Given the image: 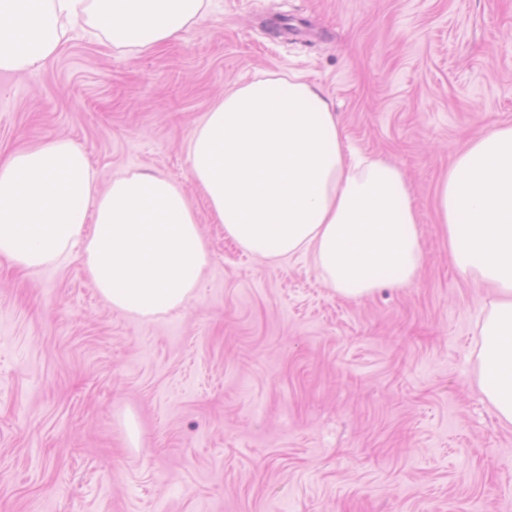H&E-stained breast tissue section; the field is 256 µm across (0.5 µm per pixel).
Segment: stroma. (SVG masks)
Segmentation results:
<instances>
[{
	"label": "stroma",
	"mask_w": 512,
	"mask_h": 512,
	"mask_svg": "<svg viewBox=\"0 0 512 512\" xmlns=\"http://www.w3.org/2000/svg\"><path fill=\"white\" fill-rule=\"evenodd\" d=\"M264 73L324 89L352 148L401 171L425 254L411 284L349 300L310 258L270 266L225 239L186 142ZM500 124L512 0H219L163 48L81 35L0 75V158L65 138L98 189L163 174L211 251L194 297L151 320L109 307L81 258L0 259V512H512V424L479 387L495 294L457 270L435 210Z\"/></svg>",
	"instance_id": "35a3bbf8"
}]
</instances>
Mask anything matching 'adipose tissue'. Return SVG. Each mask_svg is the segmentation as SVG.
I'll list each match as a JSON object with an SVG mask.
<instances>
[{"mask_svg":"<svg viewBox=\"0 0 512 512\" xmlns=\"http://www.w3.org/2000/svg\"><path fill=\"white\" fill-rule=\"evenodd\" d=\"M212 0H0V72L44 64L83 23L113 47L151 50L204 21ZM190 176L243 252L275 265L311 257L358 299L405 286L424 261L402 173L355 157L325 94L295 75L234 85L192 132ZM450 256L497 298L481 334L482 391L512 424V125L479 136L436 192ZM80 255L114 309L149 319L181 308L210 260L182 188L131 172L97 192L82 149L53 139L0 163V257L36 271Z\"/></svg>","mask_w":512,"mask_h":512,"instance_id":"1","label":"adipose tissue"}]
</instances>
